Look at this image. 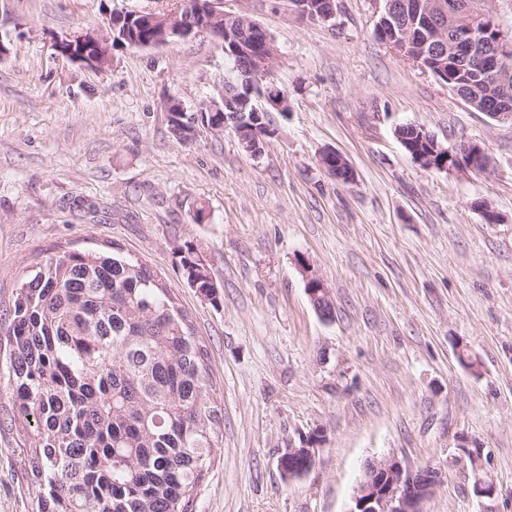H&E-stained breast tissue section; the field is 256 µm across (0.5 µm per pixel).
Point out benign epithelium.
Wrapping results in <instances>:
<instances>
[{
    "label": "benign epithelium",
    "instance_id": "benign-epithelium-1",
    "mask_svg": "<svg viewBox=\"0 0 512 512\" xmlns=\"http://www.w3.org/2000/svg\"><path fill=\"white\" fill-rule=\"evenodd\" d=\"M291 6L303 18L311 21L326 22L336 16V0H290ZM487 0H460L447 5L444 0H420L413 11L414 19L422 29V39L412 42L394 29L377 25L378 36L400 56L410 59L430 72L438 79H448V71L438 50L443 48L448 31L454 37L448 59L461 60L473 57L480 64L485 76L481 84L468 86L459 92L461 97H480L487 92L496 102L503 105L512 99V82L503 75L500 67L501 46L499 40L475 36L470 27L460 25L459 15H473L486 8ZM241 24L255 25L249 18L226 12L223 0H188L186 3L175 0L165 9L143 8L129 10L113 8L107 17V31L112 37L85 32L58 45L59 52L81 62H89L92 68L101 70L109 65L111 59L110 41L125 40L136 47H154L169 43L175 38L186 41L199 33H207L230 56L242 63L244 90L243 99L251 102V119L260 120L262 116L276 110H283L287 94L274 80V71L279 50L266 31H242L226 24V20ZM149 28L155 36L142 42L136 36L137 30ZM225 89L218 90V97L194 113L196 122L211 131H221L224 125L213 120L215 113L224 111ZM432 152L426 155L416 154L414 159L426 170L450 171L470 169L485 171L489 168V159L480 146L461 144L454 149L438 146L435 138H430ZM321 166L334 177L351 182L355 172L346 158L333 149L323 151ZM306 290L314 306L330 300L324 283L317 278H309ZM316 449L298 448L293 444L281 449L280 454L288 457V474L291 480L303 476L313 466ZM441 480V473L433 467L420 470H407L394 458L373 461L367 465L360 481L354 505L350 512H421L420 505L429 496Z\"/></svg>",
    "mask_w": 512,
    "mask_h": 512
}]
</instances>
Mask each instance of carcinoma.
I'll return each instance as SVG.
<instances>
[{"label":"carcinoma","mask_w":512,"mask_h":512,"mask_svg":"<svg viewBox=\"0 0 512 512\" xmlns=\"http://www.w3.org/2000/svg\"><path fill=\"white\" fill-rule=\"evenodd\" d=\"M186 283L218 302L196 246ZM10 408L0 421L40 488L31 512H192L218 442L209 351L147 261L60 250L31 266L0 313Z\"/></svg>","instance_id":"cac0c4a2"}]
</instances>
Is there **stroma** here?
<instances>
[{
    "instance_id": "35a3bbf8",
    "label": "stroma",
    "mask_w": 512,
    "mask_h": 512,
    "mask_svg": "<svg viewBox=\"0 0 512 512\" xmlns=\"http://www.w3.org/2000/svg\"><path fill=\"white\" fill-rule=\"evenodd\" d=\"M146 4L0 0V310L57 246L115 241L165 276L209 347L223 416L193 512H349L367 463L389 457L441 472L422 512H512V122L378 39L383 0H337L328 22L288 0H224L275 40L289 111L268 113L258 157L229 127L181 139L169 97L194 112L231 75L209 35L115 48L102 71L56 47ZM409 124L481 146L489 171L423 169L395 135ZM326 148L354 181L321 168ZM187 241L218 304L181 275ZM312 437L313 467L285 479L280 450ZM20 457L0 427V512H30L39 493ZM480 478L493 496L475 494Z\"/></svg>"
}]
</instances>
